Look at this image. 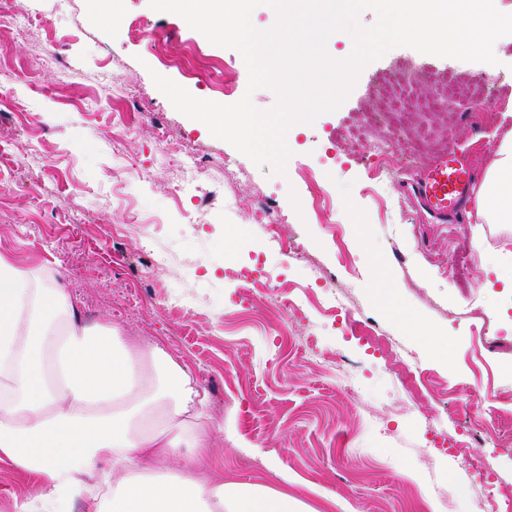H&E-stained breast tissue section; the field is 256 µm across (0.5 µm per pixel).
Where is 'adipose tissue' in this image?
<instances>
[{
    "label": "adipose tissue",
    "mask_w": 512,
    "mask_h": 512,
    "mask_svg": "<svg viewBox=\"0 0 512 512\" xmlns=\"http://www.w3.org/2000/svg\"><path fill=\"white\" fill-rule=\"evenodd\" d=\"M482 224H512V132L475 196ZM376 296L431 351L447 342ZM191 370L165 344L129 345L111 320L83 322L71 290L0 251V461L34 494L17 512H311L287 491L197 476L214 429Z\"/></svg>",
    "instance_id": "adipose-tissue-1"
}]
</instances>
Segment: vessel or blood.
Wrapping results in <instances>:
<instances>
[{"mask_svg":"<svg viewBox=\"0 0 512 512\" xmlns=\"http://www.w3.org/2000/svg\"><path fill=\"white\" fill-rule=\"evenodd\" d=\"M477 173L454 153L436 156L417 174L418 196L436 216L462 219L471 196Z\"/></svg>","mask_w":512,"mask_h":512,"instance_id":"obj_1","label":"vessel or blood"}]
</instances>
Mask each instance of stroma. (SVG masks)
I'll list each match as a JSON object with an SVG mask.
<instances>
[{
  "mask_svg": "<svg viewBox=\"0 0 512 512\" xmlns=\"http://www.w3.org/2000/svg\"><path fill=\"white\" fill-rule=\"evenodd\" d=\"M11 2L35 22L0 30V251L64 281L87 321L107 318L136 342L162 341L191 369L230 433L208 449L206 475L287 488L312 512H483L474 456H487L512 486V290L501 284L512 275V224L472 214L439 224L407 194L418 168L445 150L486 175L512 131L511 35L496 43L492 69L389 50L361 70L338 109L298 124L285 172L273 175L178 112L152 80L163 75L221 104L248 93L257 109L272 108V89L248 92L236 50L148 0H122L113 21L95 0ZM134 22L164 37L170 57L209 65V82L159 63L131 37ZM61 57L80 59L82 72L64 75ZM412 68L426 73L425 96L452 75L493 78V98L481 105L487 122L473 125L458 96L430 114L408 103L392 127L378 121L382 88ZM165 138L209 153L214 166L181 188L180 156L157 151ZM384 144L393 158L379 170ZM130 166L141 177H128ZM316 188L326 201L319 211ZM255 203L277 212L283 238L302 243L299 258L254 223ZM228 266L267 274L299 310L247 297L225 277ZM378 267L399 306L445 335L447 357L381 309ZM329 276L355 317L414 353V383L306 302L323 297ZM486 322L498 325L502 348L479 340ZM334 357L357 395L344 392ZM472 403L492 437L449 454L443 435Z\"/></svg>",
  "mask_w": 512,
  "mask_h": 512,
  "instance_id": "obj_1",
  "label": "stroma"
}]
</instances>
